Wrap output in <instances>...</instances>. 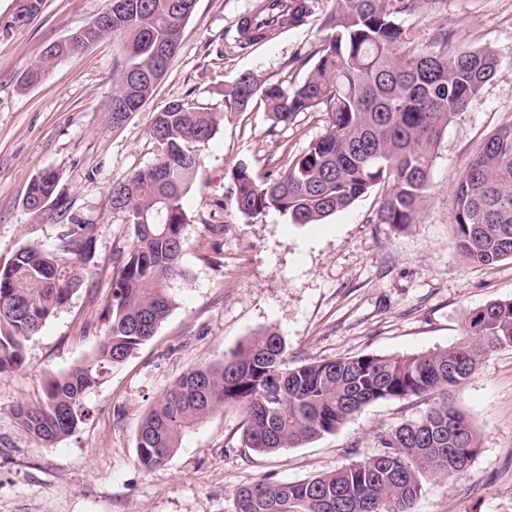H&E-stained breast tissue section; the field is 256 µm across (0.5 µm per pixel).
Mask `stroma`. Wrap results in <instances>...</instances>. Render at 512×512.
<instances>
[{
	"mask_svg": "<svg viewBox=\"0 0 512 512\" xmlns=\"http://www.w3.org/2000/svg\"><path fill=\"white\" fill-rule=\"evenodd\" d=\"M109 0H44L26 26L17 0H0V265L27 245H55L61 225H90L95 264L89 285L25 343L22 367L0 375V512H234L235 492L262 478L294 482L377 453V433L424 412L413 401L382 400L341 429L299 448L259 454L242 443V417L227 409L187 432L162 466L143 469L136 437L150 406L187 369L219 363L246 337L273 328L296 361L366 353H422L457 343L467 313L512 299V260L465 262L452 242V189L484 140L512 124V0H414L402 14L415 45L493 49L497 77L443 133L420 219L405 230L377 223L374 190L318 224L271 211L256 219L234 201L231 172L250 164L277 173L326 128L323 112L276 122L262 102L224 109V91L245 72L293 86L312 70L335 0H313L307 22L269 40L242 44L240 22L257 0H198L154 96L122 124L112 122L116 50L111 39L50 68L24 89L21 72L45 48L104 11ZM172 101L221 115L200 145L201 167L183 207L182 265L171 282L176 306L155 335L112 367L86 397L89 418L49 444L20 429L18 404L37 401L46 377L90 357L107 328L102 316L112 271L132 240L114 210L113 180L151 166L153 112ZM59 174L61 205L28 211L23 200L38 172ZM208 224L223 232L211 236ZM456 407L481 434L469 470L428 481L414 512H512V348L490 352L455 393Z\"/></svg>",
	"mask_w": 512,
	"mask_h": 512,
	"instance_id": "35a3bbf8",
	"label": "stroma"
}]
</instances>
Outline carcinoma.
<instances>
[{
  "mask_svg": "<svg viewBox=\"0 0 512 512\" xmlns=\"http://www.w3.org/2000/svg\"><path fill=\"white\" fill-rule=\"evenodd\" d=\"M298 0H262L246 25ZM43 0H18L14 22L37 17ZM197 0H109L71 39L50 44L28 65L21 86L39 85L55 61L107 38L121 61L107 109L124 99L141 109L153 96L181 42ZM411 0H336L318 59L300 84L239 75L224 92V111L244 112L259 100L272 118L290 123L301 112L328 116L325 132L275 176L255 178L239 163L231 172L238 211L257 218L273 210L295 224H318L374 187L380 224L416 223L430 189L435 147L443 131L498 75L488 49L435 52L414 45L399 15ZM221 120L173 101L153 113L156 162L112 181V208L126 212L133 238L120 252L104 307L108 331L97 350L68 372L50 374L43 399L17 406L29 434L55 443L88 418L87 393L112 366L150 340L175 306L169 284L181 265L189 217L182 198L201 164L197 147ZM52 169L30 182L24 207L58 201ZM454 245L483 266L512 258V126L492 133L453 188ZM95 240L86 224H65L56 246L19 249L0 266V374L24 363L25 342L88 284ZM512 347V299L491 300L467 315L454 345L403 356L364 354L295 364L281 335L254 333L218 364L198 365L151 405L136 438L139 464L161 465L195 424L226 407L243 415L242 443L261 454L298 448L335 433L367 405L417 400L428 405L412 421L381 431V451L334 472L297 482L262 478L240 488L235 512H414L430 479L464 474L481 449L473 422L456 410L453 391L476 373L485 355Z\"/></svg>",
  "mask_w": 512,
  "mask_h": 512,
  "instance_id": "obj_1",
  "label": "carcinoma"
}]
</instances>
